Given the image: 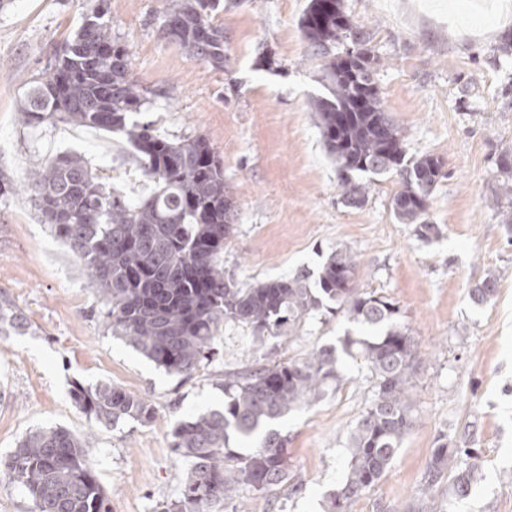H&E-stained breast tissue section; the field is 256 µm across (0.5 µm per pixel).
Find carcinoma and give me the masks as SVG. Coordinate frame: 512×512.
Returning <instances> with one entry per match:
<instances>
[{
    "instance_id": "carcinoma-1",
    "label": "carcinoma",
    "mask_w": 512,
    "mask_h": 512,
    "mask_svg": "<svg viewBox=\"0 0 512 512\" xmlns=\"http://www.w3.org/2000/svg\"><path fill=\"white\" fill-rule=\"evenodd\" d=\"M221 0H168L159 33L212 69L224 70ZM102 3L89 9L54 65L34 79L20 112L31 126L46 122L120 132L135 150L141 175L155 184L145 198L129 200L106 187L80 156L46 159L22 188L41 222L88 272L112 334L169 374L192 375L220 328L233 323L253 337L293 335L315 314L346 311L366 333L346 335L342 351L321 347L302 360L261 365L224 377V408L178 421L172 447L187 463L177 498L165 512H209L239 485L265 492L288 480L287 438L270 424L322 399L342 381V356L358 359L375 380L371 404L351 428L349 460L341 487L325 512L349 504L390 468L413 427L410 380L416 344L392 322L398 308L384 297L355 288L357 254L330 252L318 278L300 271L288 279L247 286L224 271V242L234 234L236 205L224 189V162L209 139H169L150 121L133 115L159 92L141 85L128 45L112 34ZM306 56L318 62L325 95L311 102L321 140L336 163L344 203L360 207L369 196L365 175L397 177L391 198L396 219L430 239L440 233L428 221L429 198L447 177L445 162L407 153L406 135L387 116L374 74L379 63L369 35L346 14L344 0H308L299 20ZM350 42L341 54L336 45ZM500 190L512 205V152L497 162ZM489 274L471 289L473 302L496 294ZM21 327L0 304V335ZM75 406L104 426L126 420L148 423L155 410L118 385L76 384ZM233 437L254 438L253 453L230 448ZM87 438L62 427L36 429L0 459V469L21 484L31 512H107L98 476L85 455ZM470 448L434 449L430 484L448 476L454 495H466L470 471L461 468Z\"/></svg>"
}]
</instances>
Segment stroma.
I'll return each mask as SVG.
<instances>
[{"label":"stroma","mask_w":512,"mask_h":512,"mask_svg":"<svg viewBox=\"0 0 512 512\" xmlns=\"http://www.w3.org/2000/svg\"><path fill=\"white\" fill-rule=\"evenodd\" d=\"M308 0H224L223 70L159 34L165 0H105L113 32L129 45L138 80L160 91L146 119L171 138L207 137L224 161L238 207L224 268L243 284L318 272L336 247L357 252L359 290L398 308L419 358L411 379L414 426L388 472L348 512H512V226L494 197L497 160L512 146V46L502 16L512 0H344L380 60V97L412 155L442 157L447 178L429 199L439 237L419 239L390 209L395 178H377L360 207L343 206L336 166L310 110L322 87L305 56L299 19ZM90 0H11L0 10V300L20 316L0 336V458L30 431L58 426L88 436L86 455L108 512H164L187 465L172 446L174 423L224 405L225 374L306 357L340 345L358 327L345 312L302 322L293 336L254 342L228 324L193 375L163 370L113 337L86 271L42 224L22 184L45 158L82 156L104 182L146 191L126 138L92 128L27 126L20 100L80 28ZM497 292L470 298L487 275ZM112 383L148 399L146 424L107 427L70 397L73 385ZM374 382L348 359L338 387L274 422L287 436L288 480L269 492L239 487L211 512H324L349 459V432ZM474 449L469 490L428 483L440 444Z\"/></svg>","instance_id":"obj_1"}]
</instances>
